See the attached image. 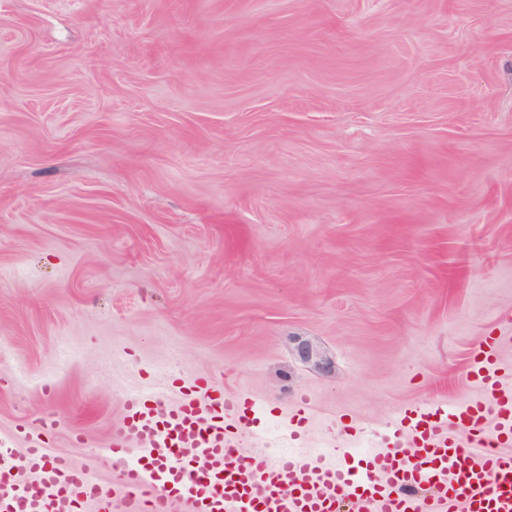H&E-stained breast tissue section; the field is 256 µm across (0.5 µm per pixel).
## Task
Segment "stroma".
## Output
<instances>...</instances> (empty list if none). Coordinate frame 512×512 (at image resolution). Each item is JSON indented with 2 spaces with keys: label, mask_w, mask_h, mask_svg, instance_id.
Returning a JSON list of instances; mask_svg holds the SVG:
<instances>
[{
  "label": "stroma",
  "mask_w": 512,
  "mask_h": 512,
  "mask_svg": "<svg viewBox=\"0 0 512 512\" xmlns=\"http://www.w3.org/2000/svg\"><path fill=\"white\" fill-rule=\"evenodd\" d=\"M511 314L512 0H0V430L114 480L163 370L381 435Z\"/></svg>",
  "instance_id": "1"
}]
</instances>
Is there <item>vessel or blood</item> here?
I'll list each match as a JSON object with an SVG mask.
<instances>
[{"label":"vessel or blood","instance_id":"vessel-or-blood-1","mask_svg":"<svg viewBox=\"0 0 512 512\" xmlns=\"http://www.w3.org/2000/svg\"><path fill=\"white\" fill-rule=\"evenodd\" d=\"M512 332L485 337L473 354L472 383L484 396L453 405L410 406L395 417L388 447L358 458L346 443L359 427L341 423L344 445L332 460L301 448L305 409L282 425L289 452H246L260 442L268 406L208 378L169 403L153 384L128 393L104 451L118 471L102 482L95 466L49 457L54 420L0 434V512H512V379L496 358ZM27 444L15 456L16 440ZM35 473L15 481L17 469Z\"/></svg>","mask_w":512,"mask_h":512}]
</instances>
